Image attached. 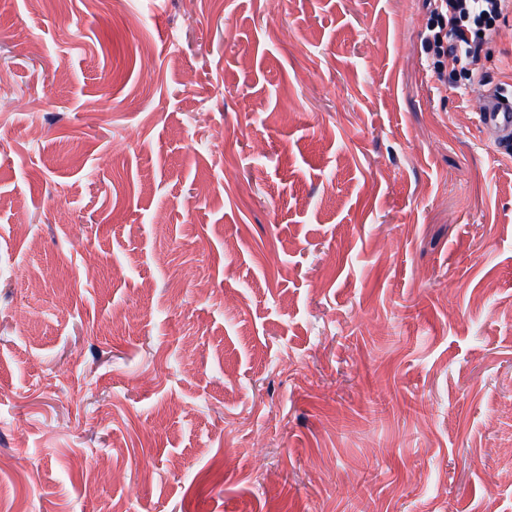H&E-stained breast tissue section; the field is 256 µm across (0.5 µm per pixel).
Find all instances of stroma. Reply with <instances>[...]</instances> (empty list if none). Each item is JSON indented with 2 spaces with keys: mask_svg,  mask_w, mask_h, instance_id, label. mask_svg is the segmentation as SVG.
Wrapping results in <instances>:
<instances>
[{
  "mask_svg": "<svg viewBox=\"0 0 512 512\" xmlns=\"http://www.w3.org/2000/svg\"><path fill=\"white\" fill-rule=\"evenodd\" d=\"M427 23L0 5L1 506L512 512V144Z\"/></svg>",
  "mask_w": 512,
  "mask_h": 512,
  "instance_id": "stroma-1",
  "label": "stroma"
}]
</instances>
